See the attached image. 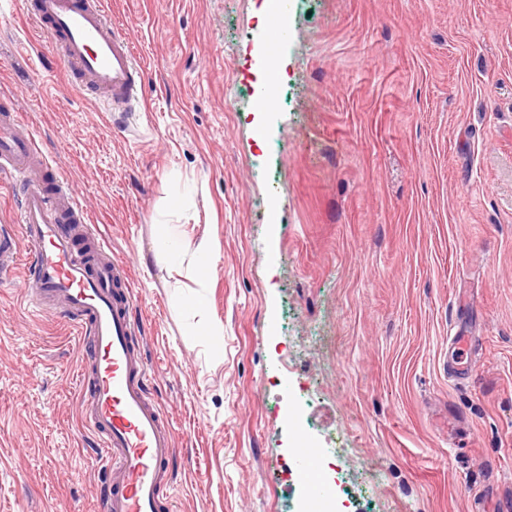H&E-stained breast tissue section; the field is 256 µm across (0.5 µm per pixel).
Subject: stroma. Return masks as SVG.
<instances>
[{
  "label": "stroma",
  "instance_id": "obj_1",
  "mask_svg": "<svg viewBox=\"0 0 512 512\" xmlns=\"http://www.w3.org/2000/svg\"><path fill=\"white\" fill-rule=\"evenodd\" d=\"M108 2L145 64L134 111L76 91L23 0H0V94L130 264L174 512H291L299 440L335 512H498L512 0H288L265 112L263 0ZM78 358L0 286V512H100Z\"/></svg>",
  "mask_w": 512,
  "mask_h": 512
}]
</instances>
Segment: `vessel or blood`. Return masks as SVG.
<instances>
[{
	"label": "vessel or blood",
	"instance_id": "b4317fda",
	"mask_svg": "<svg viewBox=\"0 0 512 512\" xmlns=\"http://www.w3.org/2000/svg\"><path fill=\"white\" fill-rule=\"evenodd\" d=\"M25 12L59 53L77 89L130 108L145 90V71L103 0H25ZM46 158L12 98L0 96V176L19 187V222L29 246L22 285L29 303L75 330L80 416L94 440L91 458L109 480L102 512H169L173 430L152 397L132 316L127 264L108 255L72 187L48 177ZM18 246L0 233V282L12 278ZM315 449L299 451L300 477L315 499L325 489Z\"/></svg>",
	"mask_w": 512,
	"mask_h": 512
}]
</instances>
